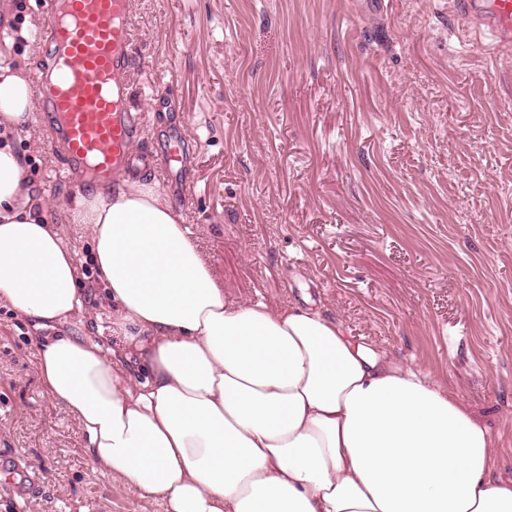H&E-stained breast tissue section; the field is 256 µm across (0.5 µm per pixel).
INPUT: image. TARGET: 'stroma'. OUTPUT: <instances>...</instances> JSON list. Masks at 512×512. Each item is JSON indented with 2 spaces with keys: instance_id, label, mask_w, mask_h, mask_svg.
Masks as SVG:
<instances>
[{
  "instance_id": "35a3bbf8",
  "label": "stroma",
  "mask_w": 512,
  "mask_h": 512,
  "mask_svg": "<svg viewBox=\"0 0 512 512\" xmlns=\"http://www.w3.org/2000/svg\"><path fill=\"white\" fill-rule=\"evenodd\" d=\"M40 0L0 34L35 79ZM130 88L154 150L183 128L180 209L234 302L313 308L356 342L431 372L490 428L512 480V54L490 56L445 0H131ZM25 177L81 260L87 336L117 344L90 234L40 117L15 138ZM34 330L0 305V512H163L96 471L48 395Z\"/></svg>"
}]
</instances>
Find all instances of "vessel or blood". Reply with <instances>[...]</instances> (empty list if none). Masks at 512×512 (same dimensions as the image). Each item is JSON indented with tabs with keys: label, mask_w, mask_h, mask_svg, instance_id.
Here are the masks:
<instances>
[{
	"label": "vessel or blood",
	"mask_w": 512,
	"mask_h": 512,
	"mask_svg": "<svg viewBox=\"0 0 512 512\" xmlns=\"http://www.w3.org/2000/svg\"><path fill=\"white\" fill-rule=\"evenodd\" d=\"M458 18L512 50V0H453ZM130 0H46L43 35L54 48L33 92L62 154L59 177L80 187L135 165L142 125L130 102Z\"/></svg>",
	"instance_id": "b4317fda"
}]
</instances>
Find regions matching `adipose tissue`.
I'll return each mask as SVG.
<instances>
[{
    "instance_id": "ef3b65f1",
    "label": "adipose tissue",
    "mask_w": 512,
    "mask_h": 512,
    "mask_svg": "<svg viewBox=\"0 0 512 512\" xmlns=\"http://www.w3.org/2000/svg\"><path fill=\"white\" fill-rule=\"evenodd\" d=\"M0 42V303L41 331L39 375L101 472L164 512H512L491 430L427 372L319 312L228 302L145 177L74 198L112 353L82 334L80 261L12 144L33 88Z\"/></svg>"
}]
</instances>
